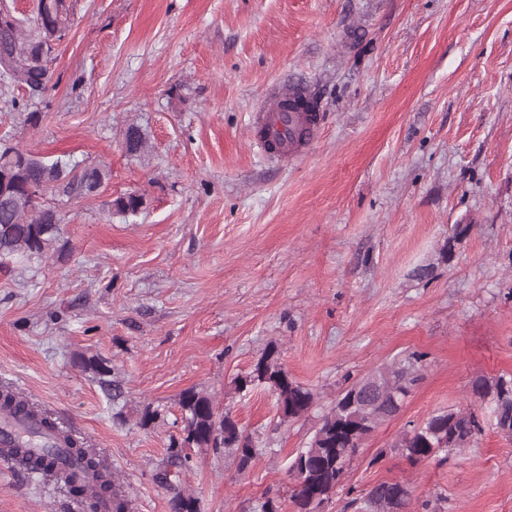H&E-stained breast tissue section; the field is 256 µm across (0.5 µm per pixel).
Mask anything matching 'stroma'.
I'll list each match as a JSON object with an SVG mask.
<instances>
[{
    "instance_id": "obj_1",
    "label": "stroma",
    "mask_w": 512,
    "mask_h": 512,
    "mask_svg": "<svg viewBox=\"0 0 512 512\" xmlns=\"http://www.w3.org/2000/svg\"><path fill=\"white\" fill-rule=\"evenodd\" d=\"M68 3L39 125L0 79V138L110 179L63 204L61 251L0 260V387L103 455L132 512H169L155 475L180 393L203 391L259 458L242 473L232 451L190 449L200 512H255L267 496L292 512L288 462L331 401L420 352L421 381L322 512L382 481L410 484V512H512V437L470 394L512 374V0ZM288 85L316 101L318 136L304 156L261 157L254 115ZM131 123L148 137L135 156ZM128 193L143 209L109 214ZM272 345L315 395L285 424L271 393L234 384ZM82 353L115 368L119 404L75 366ZM148 403L165 419L144 429ZM447 410L475 412L481 433L408 461L401 435ZM0 512L85 507L0 460Z\"/></svg>"
}]
</instances>
